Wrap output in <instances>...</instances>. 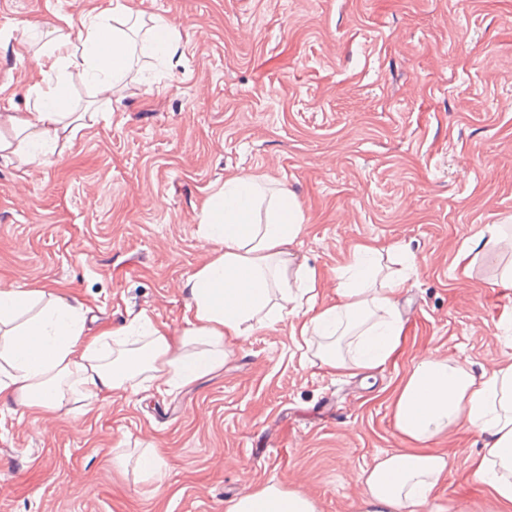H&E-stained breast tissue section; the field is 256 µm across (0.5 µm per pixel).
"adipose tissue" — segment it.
Returning <instances> with one entry per match:
<instances>
[{"mask_svg": "<svg viewBox=\"0 0 512 512\" xmlns=\"http://www.w3.org/2000/svg\"><path fill=\"white\" fill-rule=\"evenodd\" d=\"M178 33L163 17L144 18L115 0L88 14L76 39L49 37L37 60L33 112H2L0 158L42 164L59 140L73 139L81 118L59 107L62 79L109 94L132 69L136 54L174 57ZM304 221L298 199L260 177L235 176L201 205L198 236L209 257L184 282L182 327L141 314L128 324L88 334L86 319L61 283L0 286V402L35 415H60L70 395L84 410L101 407L113 391L150 388L161 395L224 365L238 342L260 328L294 319V335L330 374H357L395 359L404 322L397 311L401 273L378 279L383 260L408 258L404 247L376 241L355 245L335 300L319 302L321 272L288 259ZM354 339L351 356L334 340ZM403 448L378 455L361 475L360 512H439L433 502L448 475L447 457L430 448L437 436L467 426L482 440L474 477L490 489L501 512H512V361L473 374L454 359L417 358L391 398ZM224 512H318L298 489L266 483L229 499Z\"/></svg>", "mask_w": 512, "mask_h": 512, "instance_id": "1", "label": "adipose tissue"}]
</instances>
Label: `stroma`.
I'll return each instance as SVG.
<instances>
[{
    "mask_svg": "<svg viewBox=\"0 0 512 512\" xmlns=\"http://www.w3.org/2000/svg\"><path fill=\"white\" fill-rule=\"evenodd\" d=\"M100 0H0V113L29 112L41 31ZM170 20V60L140 56L120 93L66 85L84 113L40 165L0 159V282L66 285L91 331L140 312L179 325L181 284L207 259L200 205L225 178L265 177L302 205L297 258L335 296L355 244L404 245L397 362L332 375L289 322L234 347L220 372L169 395L117 391L55 418L0 403V512H224L265 483L319 512H359V477L403 447L390 395L412 361L473 373L512 357L504 257L463 245L512 219V0H135ZM163 451L164 477L138 460ZM446 512H498L475 481L482 441L438 438Z\"/></svg>",
    "mask_w": 512,
    "mask_h": 512,
    "instance_id": "stroma-1",
    "label": "stroma"
}]
</instances>
